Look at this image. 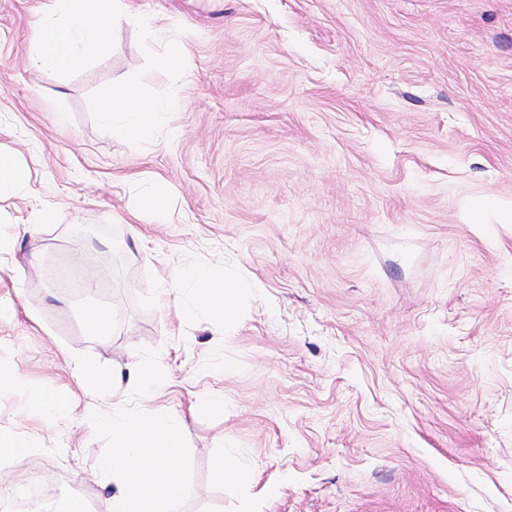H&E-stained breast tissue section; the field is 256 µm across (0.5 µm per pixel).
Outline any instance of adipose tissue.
I'll return each mask as SVG.
<instances>
[{
	"label": "adipose tissue",
	"mask_w": 512,
	"mask_h": 512,
	"mask_svg": "<svg viewBox=\"0 0 512 512\" xmlns=\"http://www.w3.org/2000/svg\"><path fill=\"white\" fill-rule=\"evenodd\" d=\"M192 304L201 306L210 323L236 322L233 303L236 283L232 276H215L202 269L180 273ZM0 391L20 392L29 406L60 412L69 400L27 386L13 368H0ZM183 454L179 424L168 413L155 411L133 419L112 417V452L101 462L110 485L112 512H178L177 504L189 494L178 462Z\"/></svg>",
	"instance_id": "1"
}]
</instances>
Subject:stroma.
<instances>
[{
    "label": "stroma",
    "mask_w": 512,
    "mask_h": 512,
    "mask_svg": "<svg viewBox=\"0 0 512 512\" xmlns=\"http://www.w3.org/2000/svg\"><path fill=\"white\" fill-rule=\"evenodd\" d=\"M43 2L0 0V152L31 172L0 201V367L71 405L0 393V432L37 448L0 476L40 466L110 512L104 424L161 409L185 423L181 512H512V0H131L163 36L118 21L69 78L29 62ZM166 40L182 80L144 81L177 107L136 148L88 96ZM150 189L167 218L136 214ZM196 266L234 274L237 324L157 299ZM136 358L152 398L85 391L81 368ZM213 469L216 477L225 483L238 482L243 478V471L239 463L233 459L218 455L214 459Z\"/></svg>",
    "instance_id": "35a3bbf8"
}]
</instances>
